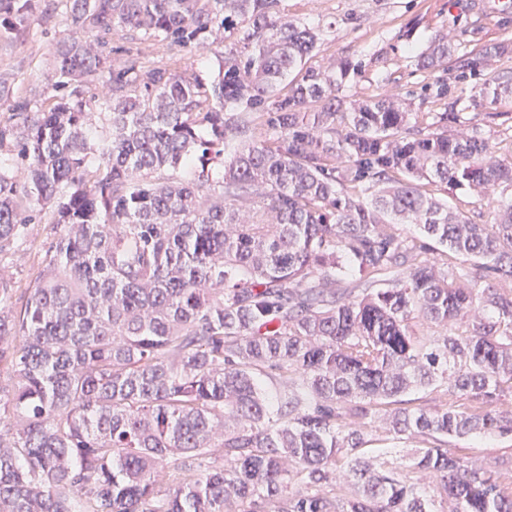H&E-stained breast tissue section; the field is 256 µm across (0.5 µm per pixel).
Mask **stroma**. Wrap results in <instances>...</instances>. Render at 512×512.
Segmentation results:
<instances>
[{
	"label": "stroma",
	"mask_w": 512,
	"mask_h": 512,
	"mask_svg": "<svg viewBox=\"0 0 512 512\" xmlns=\"http://www.w3.org/2000/svg\"><path fill=\"white\" fill-rule=\"evenodd\" d=\"M491 0H283L289 19L315 27L320 41L310 60L324 66L334 58L358 62L357 76L341 88L347 100L365 99L391 91L411 98L417 112L460 111L465 126L477 131L495 147L498 155L512 154V96L482 102L478 92L488 82L512 80V14L487 18L480 5ZM66 6L54 13L36 12L24 42L0 41V75L8 77L14 91H46L45 76L51 69V47L66 39L71 29ZM452 39L457 55L475 53L472 71L460 79L442 71H426L416 56L439 33ZM130 55L148 65H165L207 82L216 67L217 48L189 52L128 32L113 39ZM504 46V53L479 57L485 46ZM447 83L445 97H437L440 83ZM53 236L49 223L32 224L0 254V273L27 285L36 273L44 247Z\"/></svg>",
	"instance_id": "stroma-1"
}]
</instances>
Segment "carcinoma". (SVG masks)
I'll return each mask as SVG.
<instances>
[{
  "instance_id": "carcinoma-1",
  "label": "carcinoma",
  "mask_w": 512,
  "mask_h": 512,
  "mask_svg": "<svg viewBox=\"0 0 512 512\" xmlns=\"http://www.w3.org/2000/svg\"><path fill=\"white\" fill-rule=\"evenodd\" d=\"M39 2L0 0V41ZM67 2L69 95L0 79V254L55 229L20 306L0 274V512H512V460L456 448L512 437V204H448L497 202L512 155L452 109L345 102L358 64L308 65L282 0ZM130 30L237 39L204 84L112 57ZM444 63L473 61L441 34L417 65ZM462 200L449 198V200L459 205L469 216L472 222L477 224H491L494 222L493 205H487L486 201L478 196H462Z\"/></svg>"
}]
</instances>
